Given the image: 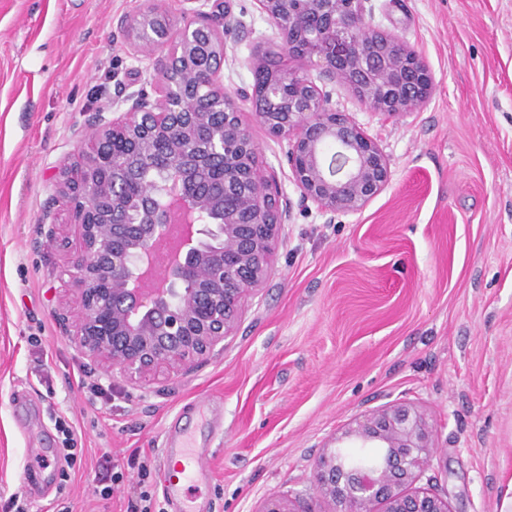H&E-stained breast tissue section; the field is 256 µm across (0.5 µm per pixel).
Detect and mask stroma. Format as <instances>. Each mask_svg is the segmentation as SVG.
Returning <instances> with one entry per match:
<instances>
[{
	"label": "stroma",
	"instance_id": "35a3bbf8",
	"mask_svg": "<svg viewBox=\"0 0 512 512\" xmlns=\"http://www.w3.org/2000/svg\"><path fill=\"white\" fill-rule=\"evenodd\" d=\"M144 2L0 0V512L16 494L26 512H131L145 493L179 512L158 448L199 399L222 414L210 477L185 493L200 512H259L272 493L323 512L311 473L324 448L399 403L424 414L437 448L418 489L451 512H512V0H367L369 26L423 56L434 90L395 119L334 91L391 163L359 212L301 202L286 142L243 105L288 202L273 270L222 352L145 389L107 376L56 320L79 236L50 206L60 163L85 147L76 129L145 78L116 26ZM212 4L240 23L224 39V86L251 89L249 59L278 31L254 0ZM48 209L68 249L47 238ZM67 427L71 463L58 453ZM107 460L122 478L104 500ZM28 467L37 485L21 482Z\"/></svg>",
	"mask_w": 512,
	"mask_h": 512
}]
</instances>
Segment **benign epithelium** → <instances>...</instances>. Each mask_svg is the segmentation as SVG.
Here are the masks:
<instances>
[{"instance_id":"7a95c632","label":"benign epithelium","mask_w":512,"mask_h":512,"mask_svg":"<svg viewBox=\"0 0 512 512\" xmlns=\"http://www.w3.org/2000/svg\"><path fill=\"white\" fill-rule=\"evenodd\" d=\"M209 0H183L178 26L149 0L118 26L149 60L150 86H119L92 113L88 147L62 164L53 203L78 226L79 252L62 275L74 304L55 310L74 344L133 386L189 373L236 335L247 296L269 277L288 217L276 172L263 167L241 102L268 134L288 141L287 160L304 201L329 213L357 212L391 180L378 142L311 71L349 87L387 118L430 96L431 70L416 51L369 28L366 0H255L281 38L275 62L249 61L267 79L235 95L224 89V34ZM344 448H381L369 469L353 468ZM434 446L424 415L393 404L359 419L324 450L312 483L329 512H449L448 500L403 495ZM260 512H299L269 496Z\"/></svg>"}]
</instances>
